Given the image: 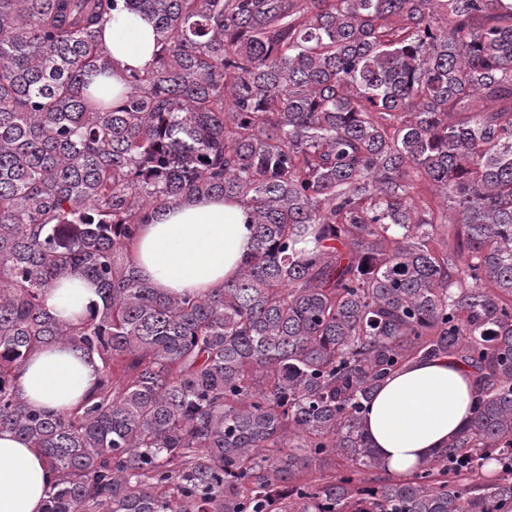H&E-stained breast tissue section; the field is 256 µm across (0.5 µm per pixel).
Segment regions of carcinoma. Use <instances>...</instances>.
<instances>
[{
    "label": "carcinoma",
    "mask_w": 512,
    "mask_h": 512,
    "mask_svg": "<svg viewBox=\"0 0 512 512\" xmlns=\"http://www.w3.org/2000/svg\"><path fill=\"white\" fill-rule=\"evenodd\" d=\"M119 8L155 51L114 104ZM215 196L249 208L238 277L156 292L145 215ZM77 277L101 304L63 321ZM52 345L99 364L72 412L16 384ZM446 357L470 420L385 476L368 402ZM1 430L44 512H512V0H0ZM47 309L62 320H73L75 316H87L100 305L95 286L84 280H70L50 288L44 296Z\"/></svg>",
    "instance_id": "carcinoma-1"
}]
</instances>
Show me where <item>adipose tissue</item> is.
Instances as JSON below:
<instances>
[{
  "label": "adipose tissue",
  "mask_w": 512,
  "mask_h": 512,
  "mask_svg": "<svg viewBox=\"0 0 512 512\" xmlns=\"http://www.w3.org/2000/svg\"><path fill=\"white\" fill-rule=\"evenodd\" d=\"M104 42L112 56L113 89L132 69L153 61L150 23L116 11ZM253 247L248 212L235 199L191 198L140 227L131 253L140 278L162 294L204 293L235 279ZM47 309L63 320L88 315L100 303L95 286L70 280L49 289ZM97 365L68 346L32 353L17 382L36 409L69 412L95 388ZM475 380L469 368L448 358L416 361L388 377L364 419L371 444L387 470L404 476L444 450L470 419ZM50 485L44 454L0 431V512H42Z\"/></svg>",
  "instance_id": "1"
}]
</instances>
